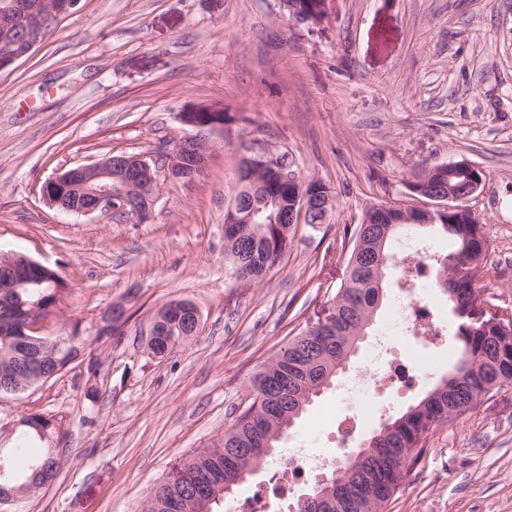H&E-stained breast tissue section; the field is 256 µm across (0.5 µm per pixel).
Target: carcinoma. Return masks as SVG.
I'll use <instances>...</instances> for the list:
<instances>
[{"label":"carcinoma","mask_w":512,"mask_h":512,"mask_svg":"<svg viewBox=\"0 0 512 512\" xmlns=\"http://www.w3.org/2000/svg\"><path fill=\"white\" fill-rule=\"evenodd\" d=\"M268 224H241L240 236L224 247V259L232 274L242 282H259L270 267L265 261L282 260L288 253L293 230L274 208L265 218ZM432 228L448 235L454 251L436 259L437 275L433 287L448 299L454 316L457 367L466 370L460 385L437 383L415 405L391 418L378 434L374 445L353 449L339 472L321 480L318 494L335 496L331 512H385L402 485L409 468L419 462L433 426L453 423L474 411L482 399L512 385V319L501 320L491 313L477 320L471 307L478 275L485 267L489 242L483 225L469 223V217L439 212L428 224H355L346 227L351 241L348 263L349 281L336 290V319L321 329H303L275 354L255 376L253 398L223 436L212 446L186 455L168 476L152 487L142 512H214L227 494L226 479L240 471L249 473L275 455L281 440L292 425L318 397L335 372L367 333L373 316L384 299L385 278L394 267L391 244L401 237ZM44 283L9 290L0 307L17 310L25 303L45 307L49 314L61 298L62 279L47 268L40 274ZM129 320L127 310L112 309V334L119 341ZM160 336L180 345L188 337L186 317L162 315ZM86 338L73 329L63 337L56 353L42 351L16 335L13 325L0 324V370L10 374L9 394L21 396L40 385L38 378L76 360L84 354ZM13 446L0 448V493L20 498L46 487L60 467L54 441L59 439L51 421L43 413L18 419Z\"/></svg>","instance_id":"cac0c4a2"}]
</instances>
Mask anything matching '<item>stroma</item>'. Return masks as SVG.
Masks as SVG:
<instances>
[{"instance_id":"stroma-1","label":"stroma","mask_w":512,"mask_h":512,"mask_svg":"<svg viewBox=\"0 0 512 512\" xmlns=\"http://www.w3.org/2000/svg\"><path fill=\"white\" fill-rule=\"evenodd\" d=\"M191 104L236 120L214 134L200 176L162 183L151 219L46 203L56 173L173 149L191 133L179 120ZM256 139L327 184L334 209L299 225L282 262L246 284L224 262V215ZM460 160L487 177L468 206L489 241L481 277L512 314V0H326L313 25L283 17L277 0H78L29 58L0 70V254L56 268L63 298L42 331L88 339L85 361L0 398V419L64 418L59 476L12 512H140L183 455L250 403L270 358L332 310L349 277L345 225L375 204H411L414 173ZM180 300L197 307L198 336L148 355L143 332ZM115 303L131 313L125 336L95 340ZM368 348L292 435L334 447L337 388ZM90 357L109 369L93 403ZM387 512H512V385L430 433Z\"/></svg>"}]
</instances>
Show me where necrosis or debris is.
<instances>
[{
    "label": "necrosis or debris",
    "mask_w": 512,
    "mask_h": 512,
    "mask_svg": "<svg viewBox=\"0 0 512 512\" xmlns=\"http://www.w3.org/2000/svg\"><path fill=\"white\" fill-rule=\"evenodd\" d=\"M431 253V247L418 245L410 239L400 243L399 276L406 293L396 299L387 326L372 342L364 375L344 387L346 393L359 395L362 403L340 422L332 450L336 461L347 459L352 448L351 432L357 422L377 415L378 390L391 387L405 392L426 382L435 368L430 348L442 347L449 340L447 318L408 294L409 289L434 280L436 269L430 262Z\"/></svg>",
    "instance_id": "necrosis-or-debris-1"
}]
</instances>
